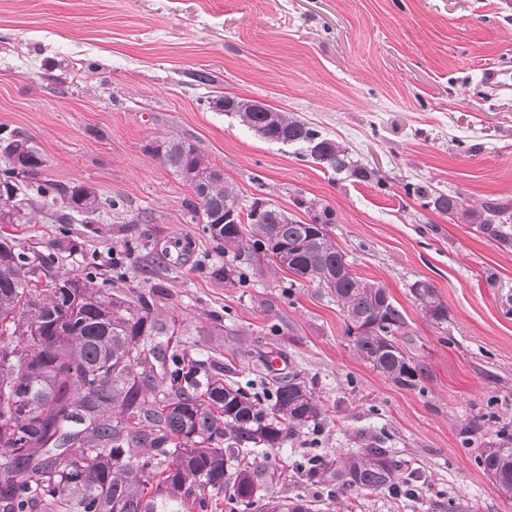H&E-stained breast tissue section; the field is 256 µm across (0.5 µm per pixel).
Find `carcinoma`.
Returning a JSON list of instances; mask_svg holds the SVG:
<instances>
[{"label": "carcinoma", "instance_id": "1", "mask_svg": "<svg viewBox=\"0 0 512 512\" xmlns=\"http://www.w3.org/2000/svg\"><path fill=\"white\" fill-rule=\"evenodd\" d=\"M224 103L260 138L317 148V164L383 183L375 170L350 166L347 148L314 124L269 105L255 109L237 96H224ZM5 142L10 163L0 168V210L12 211L16 196L43 206L62 200L68 212L56 216L58 246L74 216L88 220L117 209L110 196L43 178L44 159L29 139L11 132ZM152 152L188 185L190 223L203 225L225 255L329 291L356 354L395 384L417 385L418 369L400 341L408 335L407 317L384 286L353 272L332 236L329 207L311 204L306 220L268 199L244 209L224 172L193 144L168 138ZM405 190L429 199L442 216L475 224L505 247L512 243V228L497 221L495 203L481 214L458 195L411 183ZM260 202L265 207L255 224ZM220 212L235 214L237 223L209 221ZM58 262L56 251L30 253L0 239V473L9 475L0 486V512H214L217 501L202 492L205 486L224 493V512H318L324 496L374 492L400 503L419 500V471L394 454L383 432L362 435L360 448L344 457L309 451L289 463L302 483L321 488L319 495L284 501L254 494L268 478L256 459L323 415L303 376L290 373L259 392L212 361L164 348L156 338L165 325L153 302L126 285L125 266L103 278L91 266L38 287L34 270ZM410 293L426 320L441 329L448 324V306L432 283L417 280ZM13 405L26 411V424L14 423ZM499 436L498 443L477 447L475 462L512 499V433L504 428ZM156 485L165 487L164 496L153 492Z\"/></svg>", "mask_w": 512, "mask_h": 512}]
</instances>
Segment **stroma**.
I'll return each instance as SVG.
<instances>
[{
	"instance_id": "stroma-1",
	"label": "stroma",
	"mask_w": 512,
	"mask_h": 512,
	"mask_svg": "<svg viewBox=\"0 0 512 512\" xmlns=\"http://www.w3.org/2000/svg\"><path fill=\"white\" fill-rule=\"evenodd\" d=\"M227 93L316 124L383 183L261 139L214 108ZM12 131L40 150L46 178L122 203L71 224L64 271L125 259L130 287L165 290L169 345L232 364L242 383L260 352L306 377L325 417L273 459L351 453L359 433L383 431L419 467L421 499L400 509L372 493L362 512H443L451 492L474 512H512L467 443L477 420L485 442L512 430V247L404 190L426 184L512 216V0H0V132ZM171 137L220 167L243 205L333 209L353 271L407 314L416 387L358 357L325 289L285 272L220 275L223 253L184 215L189 187L150 150ZM29 216L0 223V238L47 250L52 211ZM424 279L448 306L447 331L416 307L410 287Z\"/></svg>"
}]
</instances>
